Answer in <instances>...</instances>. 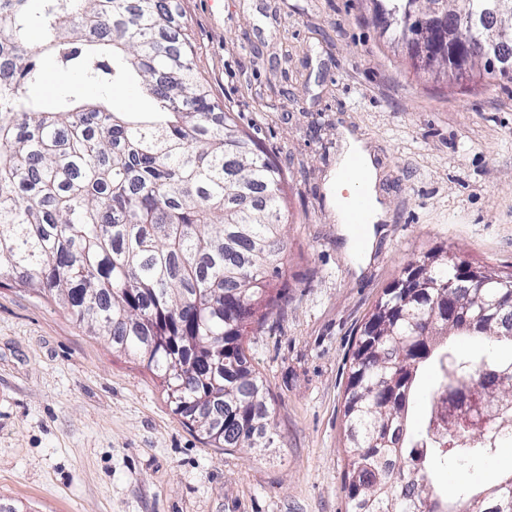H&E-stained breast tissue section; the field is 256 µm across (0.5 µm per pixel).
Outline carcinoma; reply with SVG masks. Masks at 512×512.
I'll return each mask as SVG.
<instances>
[{
	"label": "carcinoma",
	"mask_w": 512,
	"mask_h": 512,
	"mask_svg": "<svg viewBox=\"0 0 512 512\" xmlns=\"http://www.w3.org/2000/svg\"><path fill=\"white\" fill-rule=\"evenodd\" d=\"M447 38L478 52L512 49V19L496 0H450ZM433 0H373L383 33L407 37L406 16ZM182 12L157 0H0V279L52 299L91 336L160 378L172 410L206 443L230 450L273 442L272 410L243 337L263 328L283 299L286 177L260 143L213 98L194 62ZM39 39H33V35ZM50 53L83 82L134 83L155 103L144 118L67 95L32 96ZM255 202L243 204L245 196ZM424 272L448 281L456 255L435 250ZM407 265L359 328L344 399L348 512H512V476L450 504L433 474L512 442V407L483 427L435 429L433 409L407 432L419 365L436 378L430 399L512 402V346L501 313L512 293L491 273L485 301L499 314L476 330L475 301L417 288ZM454 336L482 339L472 356ZM502 384L492 390L495 383Z\"/></svg>",
	"instance_id": "cac0c4a2"
}]
</instances>
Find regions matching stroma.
<instances>
[{"mask_svg": "<svg viewBox=\"0 0 512 512\" xmlns=\"http://www.w3.org/2000/svg\"><path fill=\"white\" fill-rule=\"evenodd\" d=\"M194 60L288 178L284 298L247 336L276 443L208 445L143 364L54 301L0 281V503L19 512H346L344 391L356 332L414 256L442 247L512 271V83L416 74L371 0H178ZM45 104L97 88L44 58ZM387 207L354 268L327 189L347 135ZM512 470V447L443 468L457 498Z\"/></svg>", "mask_w": 512, "mask_h": 512, "instance_id": "35a3bbf8", "label": "stroma"}]
</instances>
